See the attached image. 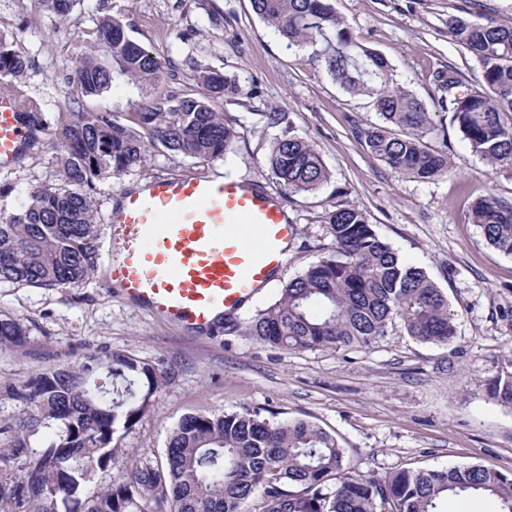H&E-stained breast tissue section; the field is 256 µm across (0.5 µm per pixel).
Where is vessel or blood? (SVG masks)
<instances>
[{"mask_svg": "<svg viewBox=\"0 0 512 512\" xmlns=\"http://www.w3.org/2000/svg\"><path fill=\"white\" fill-rule=\"evenodd\" d=\"M20 109L0 96V165L28 140ZM118 252L108 263L126 298L200 334L240 311L281 266L296 226L284 204L226 176H184L126 196L112 213Z\"/></svg>", "mask_w": 512, "mask_h": 512, "instance_id": "obj_1", "label": "vessel or blood"}]
</instances>
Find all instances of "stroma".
Masks as SVG:
<instances>
[{"instance_id": "obj_1", "label": "stroma", "mask_w": 512, "mask_h": 512, "mask_svg": "<svg viewBox=\"0 0 512 512\" xmlns=\"http://www.w3.org/2000/svg\"><path fill=\"white\" fill-rule=\"evenodd\" d=\"M112 16L130 38L164 65L163 89L202 96L197 68L236 78L240 91L219 109L239 136L224 158L151 151L146 162L98 183L94 200L107 218L130 187L193 173H221L278 195L296 238L268 288L218 335L198 337L133 306L106 278L112 245L91 280L77 288L0 285V319L28 330L21 347H0V453L4 429L27 413L6 386L50 369L78 366L90 354L122 353L149 361L165 381L154 406L121 432L118 466L102 484L121 481L162 454L173 429L196 413L258 410L272 420L304 419L336 436L352 470L382 479L403 470L480 464L512 473V409L492 400L487 380L512 371V256L489 246L471 220V206L492 194L512 201V169H493L466 149L439 103L432 70L453 65L468 85L481 78L475 57L448 36L462 17L512 26V0H333L353 41L385 56L396 84L421 100L436 127L433 148H447L451 174L421 182L395 172L359 137L378 123L368 98L353 96L311 58V47H288L259 18L251 0H111ZM101 0H75L68 16L43 0H0V36L29 62V93L46 111L64 103L71 61L88 52L81 31L101 17ZM140 87L117 79L85 107L134 112ZM284 113L282 125L269 113ZM313 143L331 180L312 194H291L272 180L265 158L284 128ZM56 152L46 141L27 146L0 167V212L18 211L35 189L57 183ZM363 209L386 242L423 267L445 292L456 336L447 345L408 336L400 324L368 348L284 350L249 336L245 326L274 301L289 279L335 250L323 217L339 199Z\"/></svg>"}]
</instances>
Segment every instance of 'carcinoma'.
<instances>
[{"instance_id":"cac0c4a2","label":"carcinoma","mask_w":512,"mask_h":512,"mask_svg":"<svg viewBox=\"0 0 512 512\" xmlns=\"http://www.w3.org/2000/svg\"><path fill=\"white\" fill-rule=\"evenodd\" d=\"M252 7L288 45L314 46L312 59L345 91L373 99L381 123L360 136L374 156L419 181L449 173L448 152L426 141L434 126L422 101L394 84L381 54L352 40L332 0H252ZM83 35L90 54L73 61L70 96L50 118L26 90V59L0 36V94L16 100L30 132L47 137L62 172L60 183L31 192L21 211L0 213V283H86L100 259L98 182L120 177L153 149L218 160L238 137L217 102L239 86L210 67L195 75L206 97L157 91L122 117L85 110L81 99L108 91L115 77L157 86L164 67L114 17H102ZM448 36L474 54L482 81L468 85L453 66L432 71L440 107L451 113L467 148L495 168L511 169L512 26L455 17ZM266 167L293 193L316 192L331 179L315 146L291 129L270 149ZM471 217L489 245L512 256V202L481 197ZM324 223L336 250L288 281L248 322L250 335L288 350L369 347L398 320L421 342L453 341L446 294L385 242L363 209L340 200ZM26 338L21 323L0 320V346ZM161 380L152 364L114 353L11 388L8 395L29 411L3 429L11 440L0 454V471L8 476L0 480V505L12 512H246L244 504L257 498L260 512H376L378 505L383 512H441L448 495L467 493L491 496L500 512H512V473L472 464L404 469L378 479L351 470L336 437L315 424L248 410L185 417L161 460L93 490L99 473L122 453L118 429L132 428L153 407ZM487 392L511 408L512 372L489 382Z\"/></svg>"}]
</instances>
